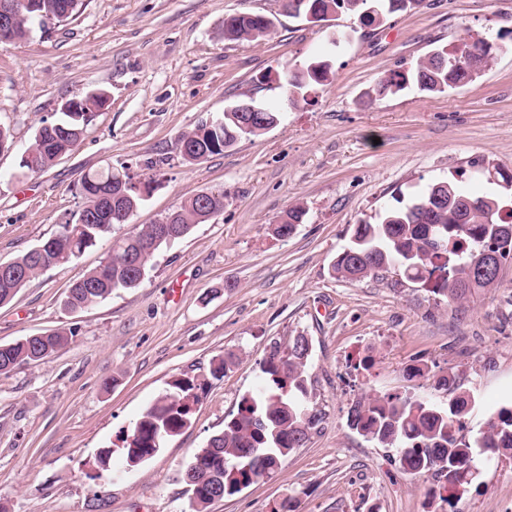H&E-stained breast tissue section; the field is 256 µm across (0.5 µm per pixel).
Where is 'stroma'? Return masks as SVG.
<instances>
[{
    "label": "stroma",
    "mask_w": 512,
    "mask_h": 512,
    "mask_svg": "<svg viewBox=\"0 0 512 512\" xmlns=\"http://www.w3.org/2000/svg\"><path fill=\"white\" fill-rule=\"evenodd\" d=\"M277 15L258 42L224 38V18ZM482 35L498 50L479 78L444 94L367 92L438 48ZM326 61L329 80L287 94L279 76ZM107 91L84 139L44 172L19 162L42 122L88 91ZM253 98L281 112L266 133L202 162L180 135ZM0 262L57 233L84 205L83 175L112 166L153 190L71 262L0 305V344L66 328L46 361L0 373V512H185L183 473L258 386L274 345L312 342L309 404L324 419L304 447L208 512H512V458L481 464L471 483L416 479L396 449L347 424L366 395L441 402L451 380L470 396L463 419L479 436L512 404V267L497 288L454 306L392 273L339 280L331 267L355 225L396 197L450 180L472 194L488 167L512 172V0H423L382 25L333 14L311 22L281 0H84L76 19L0 47ZM224 209L161 247L143 283L70 310L68 285L97 267L113 238L153 224L201 192ZM306 215L288 237L273 228L293 204ZM235 364L214 374L217 359ZM198 395L189 423L154 456L128 466L124 438L175 380ZM109 466H101L103 451Z\"/></svg>",
    "instance_id": "obj_1"
}]
</instances>
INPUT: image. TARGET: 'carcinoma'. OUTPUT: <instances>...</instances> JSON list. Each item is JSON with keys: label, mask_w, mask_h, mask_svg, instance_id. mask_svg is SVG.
Instances as JSON below:
<instances>
[{"label": "carcinoma", "mask_w": 512, "mask_h": 512, "mask_svg": "<svg viewBox=\"0 0 512 512\" xmlns=\"http://www.w3.org/2000/svg\"><path fill=\"white\" fill-rule=\"evenodd\" d=\"M423 0H282L283 12L293 18L326 16L338 11L357 16L362 25L381 23L387 16L411 11ZM83 0H30L29 8L15 19L12 43L24 40L34 26L44 29L74 17ZM277 17L242 12L224 17V39L256 41L268 36ZM493 45L485 38L463 39L453 50L430 52L396 80L386 77L367 92L368 97L397 93L412 85L426 94H443L471 81L490 66ZM327 66L311 62L280 79L289 92L328 79ZM108 100L105 90L80 97L77 111L64 113L55 122L49 144L38 150L35 166L19 163L25 173H40L73 150L83 139L98 110ZM280 113L265 108L239 112L236 105L211 123H202L183 134L191 152L187 160L198 161L224 153V149L244 137L259 136L265 126L279 120ZM132 178L125 170L109 168L89 173L81 181L86 212L98 215L90 223L73 220L61 225L45 240L51 247L54 265L59 266L94 246L118 223L115 213L136 210L143 198L130 190L116 201L106 197L112 185ZM504 195L471 196L467 189L448 180L430 184L408 206L387 208L378 222L357 224L351 244L332 265L337 279L359 281L378 277L394 269L411 282H427L437 277L433 293L448 303H461L473 294L499 284L505 267L512 264V210L505 211ZM204 206L192 196L171 212L176 217L177 237L182 238L197 225L207 222ZM305 210L288 209L274 233L287 237L302 223ZM156 225L112 240L101 264L68 288L65 306L79 309L101 301L120 288H135L147 273L153 254L144 252V241L154 236ZM21 271L17 278H0V305L12 301L17 292L46 268L33 257V250L9 261ZM73 330H49L0 346V373L23 364H35L63 348ZM312 344L299 335L288 345L273 347L263 372L274 391L259 392L243 399L238 414L211 436L199 449L186 470L193 471L194 483L187 490L188 512H207L214 492L232 496L277 468L294 449L302 448L322 421V414L308 405V366ZM173 391L150 405L128 436L124 452L127 462L141 463L158 452L164 440L188 422L197 400L196 385L180 379ZM468 407L459 393L437 405L425 399L400 395L361 398L348 411L349 426L384 447L400 449L399 462L415 478L439 476L448 484L469 483L475 477L474 463L495 458H512V408L490 416L480 439L470 442L459 435Z\"/></svg>", "instance_id": "1"}]
</instances>
